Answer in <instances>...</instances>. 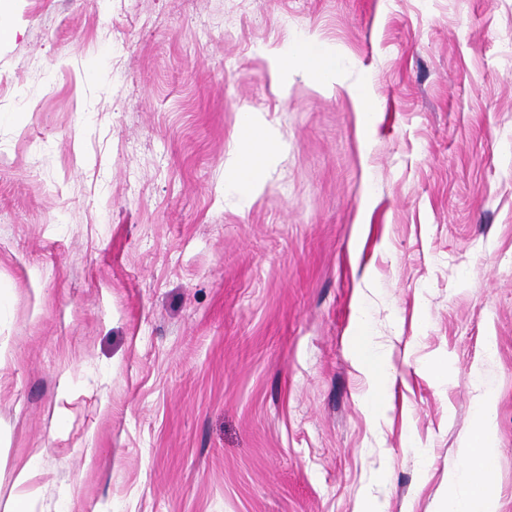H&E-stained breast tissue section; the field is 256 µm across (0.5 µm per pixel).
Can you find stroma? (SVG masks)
Listing matches in <instances>:
<instances>
[{
  "label": "stroma",
  "mask_w": 512,
  "mask_h": 512,
  "mask_svg": "<svg viewBox=\"0 0 512 512\" xmlns=\"http://www.w3.org/2000/svg\"><path fill=\"white\" fill-rule=\"evenodd\" d=\"M0 16V512H436L485 393L512 512V0ZM294 54L303 71L317 83L330 86L336 80V62L329 55L312 54L304 45L296 47ZM240 132V144L228 162L230 178L224 184V190L228 187L235 189L247 203L257 192L276 146L254 113H242ZM360 340H361V362L367 371L378 381H383L387 379L389 374V366L384 360L371 352L368 348L363 345V339L366 335L364 329L362 328L360 331Z\"/></svg>",
  "instance_id": "obj_1"
}]
</instances>
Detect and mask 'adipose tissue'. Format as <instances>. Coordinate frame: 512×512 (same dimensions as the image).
<instances>
[{"instance_id": "ef3b65f1", "label": "adipose tissue", "mask_w": 512, "mask_h": 512, "mask_svg": "<svg viewBox=\"0 0 512 512\" xmlns=\"http://www.w3.org/2000/svg\"><path fill=\"white\" fill-rule=\"evenodd\" d=\"M240 132V144L228 162L227 185L248 201L258 190L262 174L275 152V144L253 113H242ZM493 407L491 395L479 397L477 420L468 436L464 460L460 466L449 469V491L442 498L438 512H499L498 496L489 480L497 463ZM463 478L468 479L470 489L461 494L456 486Z\"/></svg>"}]
</instances>
